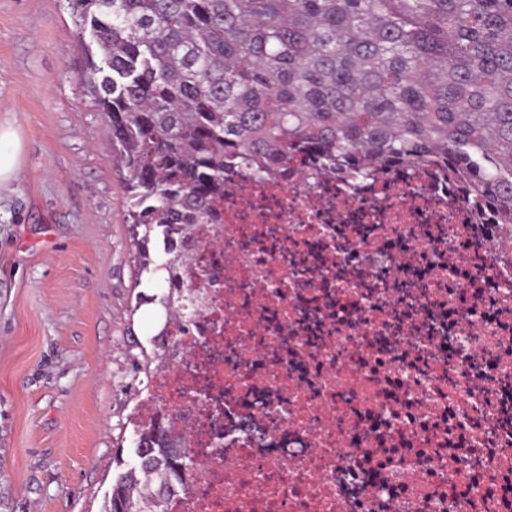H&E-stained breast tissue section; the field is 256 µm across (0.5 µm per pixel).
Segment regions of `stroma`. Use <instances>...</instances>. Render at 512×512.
Masks as SVG:
<instances>
[{"instance_id": "1", "label": "stroma", "mask_w": 512, "mask_h": 512, "mask_svg": "<svg viewBox=\"0 0 512 512\" xmlns=\"http://www.w3.org/2000/svg\"><path fill=\"white\" fill-rule=\"evenodd\" d=\"M87 54L68 0H0V512H100L158 347ZM20 137L11 125L0 124V188L7 186L19 169Z\"/></svg>"}]
</instances>
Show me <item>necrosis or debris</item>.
<instances>
[{
    "mask_svg": "<svg viewBox=\"0 0 512 512\" xmlns=\"http://www.w3.org/2000/svg\"><path fill=\"white\" fill-rule=\"evenodd\" d=\"M194 239L203 307L131 421L200 459L170 512H512L511 224L300 154Z\"/></svg>",
    "mask_w": 512,
    "mask_h": 512,
    "instance_id": "4bbe7bcc",
    "label": "necrosis or debris"
}]
</instances>
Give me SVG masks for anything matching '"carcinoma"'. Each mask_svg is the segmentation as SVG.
<instances>
[{
    "label": "carcinoma",
    "instance_id": "carcinoma-1",
    "mask_svg": "<svg viewBox=\"0 0 512 512\" xmlns=\"http://www.w3.org/2000/svg\"><path fill=\"white\" fill-rule=\"evenodd\" d=\"M84 76L112 131L134 261L176 279L224 176L263 179L296 153L375 179L431 166L492 224L512 225V0H70ZM182 234L164 257L158 228ZM201 301L163 307L192 322ZM116 476L104 512H167L194 452L170 431Z\"/></svg>",
    "mask_w": 512,
    "mask_h": 512
}]
</instances>
